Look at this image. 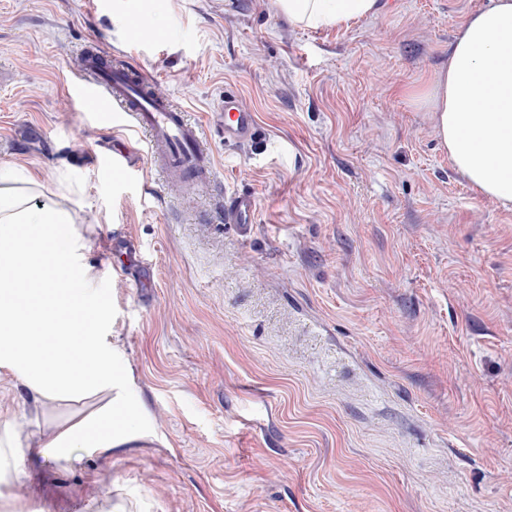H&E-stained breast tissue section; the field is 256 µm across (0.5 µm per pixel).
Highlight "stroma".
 I'll return each instance as SVG.
<instances>
[{
  "label": "stroma",
  "mask_w": 512,
  "mask_h": 512,
  "mask_svg": "<svg viewBox=\"0 0 512 512\" xmlns=\"http://www.w3.org/2000/svg\"><path fill=\"white\" fill-rule=\"evenodd\" d=\"M487 0H379L336 30L273 0H0V167L66 179L144 398L141 436L63 463L27 445L0 512H512V210L451 166L417 97ZM127 58L190 118L225 91L247 146L169 187L78 78ZM256 198L254 224L224 197ZM256 200L251 194L234 193L224 197V221L228 224H253Z\"/></svg>",
  "instance_id": "35a3bbf8"
}]
</instances>
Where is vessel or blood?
Returning <instances> with one entry per match:
<instances>
[{"label": "vessel or blood", "mask_w": 512, "mask_h": 512, "mask_svg": "<svg viewBox=\"0 0 512 512\" xmlns=\"http://www.w3.org/2000/svg\"><path fill=\"white\" fill-rule=\"evenodd\" d=\"M80 75L92 79V95L103 98L124 114L132 131L141 133L148 144L151 163L174 179L192 177L205 186L216 187L215 168L207 156L203 128L190 120L181 108L156 91L154 81L132 75L129 68L110 63L104 54L86 50L80 55ZM216 123L230 145L253 142L258 130L255 112L247 110L233 92H225L206 115ZM256 200L253 195L234 193L224 198V221L253 223Z\"/></svg>", "instance_id": "b4317fda"}]
</instances>
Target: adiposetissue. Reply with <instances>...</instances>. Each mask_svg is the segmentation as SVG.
I'll use <instances>...</instances> for the list:
<instances>
[{
	"instance_id": "adipose-tissue-1",
	"label": "adipose tissue",
	"mask_w": 512,
	"mask_h": 512,
	"mask_svg": "<svg viewBox=\"0 0 512 512\" xmlns=\"http://www.w3.org/2000/svg\"><path fill=\"white\" fill-rule=\"evenodd\" d=\"M289 20L342 28L375 15L378 0H276ZM426 98L440 147L479 197L512 209V0H488L460 26ZM492 111H482L485 101ZM66 194L50 197L30 169L0 172V375H10L37 412L105 395L106 405L30 445L71 462L76 448L107 451L134 440L146 406L131 389L112 310L84 252L90 240ZM70 336L68 352L51 339Z\"/></svg>"
}]
</instances>
